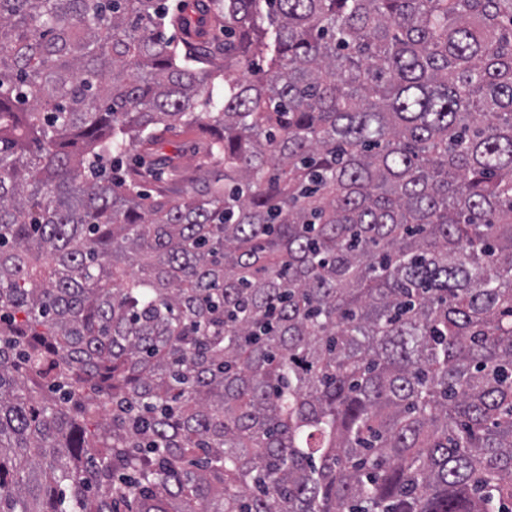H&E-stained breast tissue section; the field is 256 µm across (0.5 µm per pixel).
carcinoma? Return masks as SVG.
Masks as SVG:
<instances>
[{"mask_svg":"<svg viewBox=\"0 0 512 512\" xmlns=\"http://www.w3.org/2000/svg\"><path fill=\"white\" fill-rule=\"evenodd\" d=\"M0 512H512V0H0ZM194 143L184 134L178 132L167 135L163 145V152L169 155L179 153L178 162L184 167H195L197 156H194Z\"/></svg>","mask_w":512,"mask_h":512,"instance_id":"cac0c4a2","label":"carcinoma"}]
</instances>
